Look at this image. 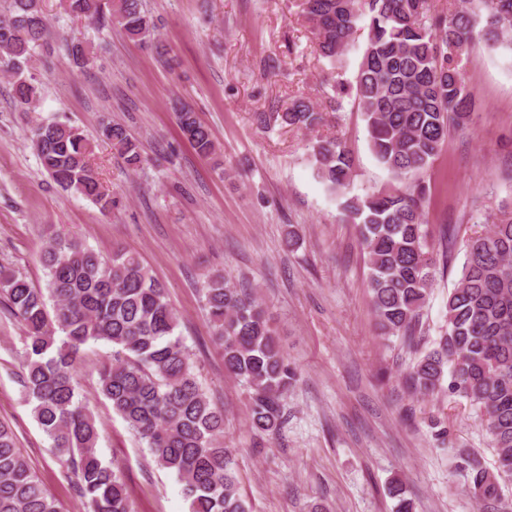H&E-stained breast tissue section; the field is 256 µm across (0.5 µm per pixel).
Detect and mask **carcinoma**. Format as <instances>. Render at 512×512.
I'll use <instances>...</instances> for the list:
<instances>
[{
	"label": "carcinoma",
	"mask_w": 512,
	"mask_h": 512,
	"mask_svg": "<svg viewBox=\"0 0 512 512\" xmlns=\"http://www.w3.org/2000/svg\"><path fill=\"white\" fill-rule=\"evenodd\" d=\"M0 64L11 74L14 98L30 105L37 88L25 71L44 40L47 22L36 0H3ZM445 14L429 0H300L318 55L343 61L355 34L366 30L354 79L338 82L332 111L352 100L367 146L393 182L363 196L352 193L356 158L337 137L309 144L315 178L359 227L368 256L369 288L378 328L415 354L405 376L410 394L434 398L446 391L466 399L486 422L497 470L463 448L465 491L500 512L503 477H512V209L485 217L488 228L466 243L465 262L448 293L444 332L423 348L422 311L434 280L435 245L451 253L453 229L434 241L425 221L426 187L413 176L444 150L452 128L472 123L475 96L462 57L481 46L512 51V0H462ZM64 14L101 28L120 27L132 41L150 36L143 0H59ZM183 138L204 158L217 154L210 130L189 106L174 113ZM261 127L280 123L316 130L325 112L310 98L292 99L285 112L255 115ZM110 145L128 169L144 162L138 144L117 122L90 138L66 120L40 121L31 145L44 170L67 192L112 209L91 164L97 141ZM45 287L0 268V305L23 326L20 382L33 418L51 446L75 470L86 512H134L120 471L98 454L99 428L79 393L83 347L112 346L99 372L101 395L149 448L155 464L175 475L190 512H249L238 491L233 450L224 442V409L211 403L178 332L179 316L166 289L140 257L124 248L105 259L72 240L52 236L43 251ZM203 292L213 341L224 369L251 389L250 423L273 435L285 423L282 401L296 381L263 304L231 284L222 270L208 273ZM0 512H61L0 421Z\"/></svg>",
	"instance_id": "obj_1"
}]
</instances>
